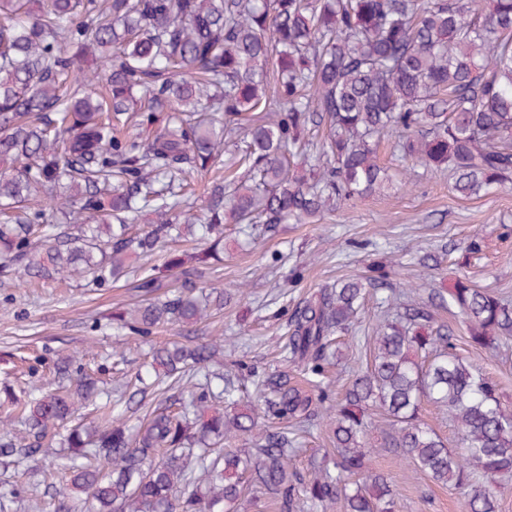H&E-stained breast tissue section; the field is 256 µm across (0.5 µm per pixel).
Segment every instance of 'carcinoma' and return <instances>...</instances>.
<instances>
[{"label": "carcinoma", "instance_id": "1", "mask_svg": "<svg viewBox=\"0 0 512 512\" xmlns=\"http://www.w3.org/2000/svg\"><path fill=\"white\" fill-rule=\"evenodd\" d=\"M135 125L146 138L129 135ZM240 137L231 166L242 173L227 182L224 142ZM387 137L462 196L512 184V0H0V288L22 277L102 288L129 256L196 236L195 251L132 281L150 295L165 270L181 288L112 317L141 341L160 324L192 327L224 306V289L198 293L195 282L224 262V225L271 237L290 218L384 191ZM199 177L200 206L185 192ZM144 213L152 224L132 232ZM372 272L292 313L282 353L308 388L254 371L260 400L244 401L213 368L221 338L154 348L145 370L110 388L63 357L54 387L0 402V467L31 471L68 452L56 512H73L75 493L88 512H239L247 490L278 512H396L372 467L378 407L390 427L380 447L470 487L465 512H499L489 482L512 476V403L430 307L457 308L470 341L497 349L512 339V303L464 275L426 302L391 289L370 363L328 405L339 337L387 281L384 266ZM114 400L145 410L136 430ZM425 400L448 414L461 448L419 421ZM93 401L97 418L78 421ZM316 422L335 458L306 480L296 431ZM240 438L250 447L214 454ZM38 494L37 484L3 487L0 512L25 499L36 509Z\"/></svg>", "mask_w": 512, "mask_h": 512}]
</instances>
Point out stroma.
<instances>
[{
	"label": "stroma",
	"instance_id": "stroma-1",
	"mask_svg": "<svg viewBox=\"0 0 512 512\" xmlns=\"http://www.w3.org/2000/svg\"><path fill=\"white\" fill-rule=\"evenodd\" d=\"M379 164L397 182L387 195L337 203L316 221L281 225L278 235L257 239L249 250L237 246V225L224 229V265L208 272L201 284L229 292L221 312L199 324L197 335L234 337L224 349V368L258 372L300 370L278 347L296 304L325 285L343 278L367 276L373 262L387 266L393 287L426 297L430 284L454 277L455 259L471 240L482 250L471 260L469 275L479 287L512 297V186L480 197L452 192L446 178L419 164H402L394 139L377 149ZM248 284V295L235 294ZM0 399L20 387H39L50 380L57 355L86 352V361L103 381L112 379L111 353L126 350L128 370L145 360V348L113 328L109 316L136 303L121 284L98 290L64 287L49 282L41 288H0ZM100 315L99 325L86 322ZM436 323L448 324L461 354L483 367L512 396V346L505 350L470 346L461 316L438 308ZM374 468L390 479L398 512H465L467 491L454 483L434 481L403 459L399 452H377Z\"/></svg>",
	"mask_w": 512,
	"mask_h": 512
}]
</instances>
